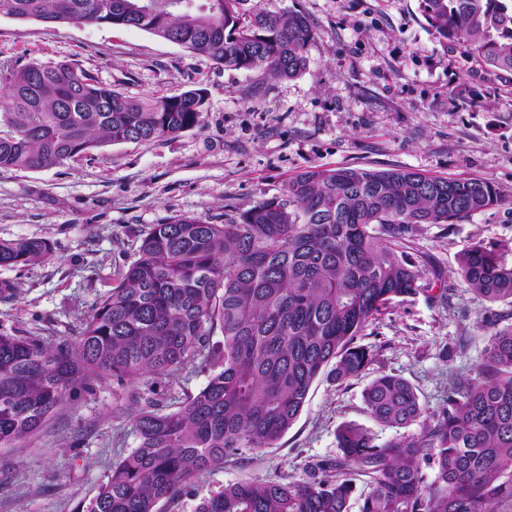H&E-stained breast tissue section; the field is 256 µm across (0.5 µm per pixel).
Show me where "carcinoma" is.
<instances>
[{
	"label": "carcinoma",
	"instance_id": "cac0c4a2",
	"mask_svg": "<svg viewBox=\"0 0 512 512\" xmlns=\"http://www.w3.org/2000/svg\"><path fill=\"white\" fill-rule=\"evenodd\" d=\"M245 0H0V15L54 24L134 26L227 67L293 78L312 38L295 12L247 14ZM443 44L512 73V0H419ZM208 92L136 98L72 62L0 60V170L62 165L107 143L175 137L204 121ZM512 203L496 184L393 168L310 167L227 224L180 216L156 224L76 341L0 333V447L27 440L79 387L143 381L128 401L139 444L82 512H159L194 473L275 447L324 372L338 382L371 361L357 343L372 317L421 290L431 263L407 252L423 224H449ZM507 243H475L458 274L475 294L512 305ZM42 239H0V266L47 260ZM223 344L210 346L215 333ZM191 367L206 385L165 411L154 384ZM379 425L420 430L382 440L356 424L341 454L308 479L227 483L196 512H494L512 501V325L488 338L477 377L422 420L416 388L395 375L362 392ZM433 475H428L427 470Z\"/></svg>",
	"mask_w": 512,
	"mask_h": 512
}]
</instances>
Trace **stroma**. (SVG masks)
I'll return each mask as SVG.
<instances>
[{"label":"stroma","mask_w":512,"mask_h":512,"mask_svg":"<svg viewBox=\"0 0 512 512\" xmlns=\"http://www.w3.org/2000/svg\"><path fill=\"white\" fill-rule=\"evenodd\" d=\"M246 10L296 12L311 29L306 71L291 79L224 67L136 27L54 25L0 17V59L70 61L132 97L209 92L203 127L148 143L108 144L41 170H0V239L42 238L48 260L0 266V332L55 344L76 340L153 225L182 215L225 224L280 194L315 166L407 168L426 176L483 178L512 194V75L487 71L460 46H443L418 0H247ZM512 242V204L427 224L412 256L433 270L416 296L389 304L363 329L365 372L320 377L279 444L194 473L161 512H195L230 482L281 476L333 459L336 431L354 422L387 440L362 392L375 377L405 378L428 421L449 386L473 378L512 307L483 300L457 275L470 243ZM127 387L94 383L17 450L0 449V512H80L112 465L138 445Z\"/></svg>","instance_id":"stroma-1"}]
</instances>
